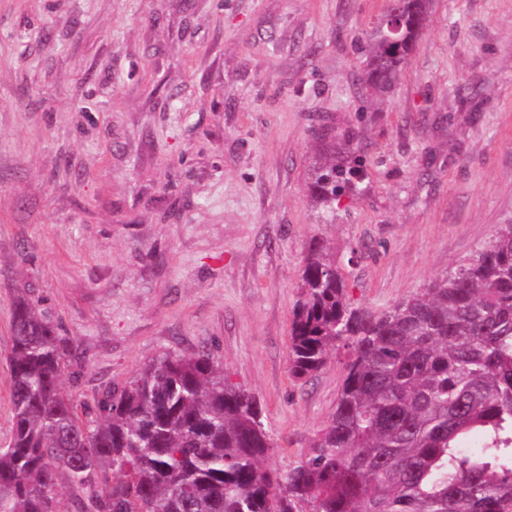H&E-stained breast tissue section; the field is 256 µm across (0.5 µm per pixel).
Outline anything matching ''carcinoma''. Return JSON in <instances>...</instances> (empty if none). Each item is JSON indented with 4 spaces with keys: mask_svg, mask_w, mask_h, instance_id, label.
Wrapping results in <instances>:
<instances>
[{
    "mask_svg": "<svg viewBox=\"0 0 512 512\" xmlns=\"http://www.w3.org/2000/svg\"><path fill=\"white\" fill-rule=\"evenodd\" d=\"M400 2V45L378 25L368 48L366 82L380 93L424 21V0ZM336 165L314 182L324 202ZM300 288L290 375L312 376L341 343L352 354L311 451L276 469L261 406L204 350L165 353L106 388L94 413L79 410L61 390L79 344L18 297L0 512H512V224L378 316L349 307L317 243ZM473 434L481 448L468 453Z\"/></svg>",
    "mask_w": 512,
    "mask_h": 512,
    "instance_id": "cac0c4a2",
    "label": "carcinoma"
}]
</instances>
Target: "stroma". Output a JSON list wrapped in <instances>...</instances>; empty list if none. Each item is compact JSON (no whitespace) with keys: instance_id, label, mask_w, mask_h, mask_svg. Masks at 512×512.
Masks as SVG:
<instances>
[{"instance_id":"obj_1","label":"stroma","mask_w":512,"mask_h":512,"mask_svg":"<svg viewBox=\"0 0 512 512\" xmlns=\"http://www.w3.org/2000/svg\"><path fill=\"white\" fill-rule=\"evenodd\" d=\"M390 0H0V445L18 295L84 351L94 404L204 350L260 402L282 467L349 350L288 371L312 241L377 315L512 223V0H428L387 94L364 80ZM351 183L313 193L323 154Z\"/></svg>"}]
</instances>
